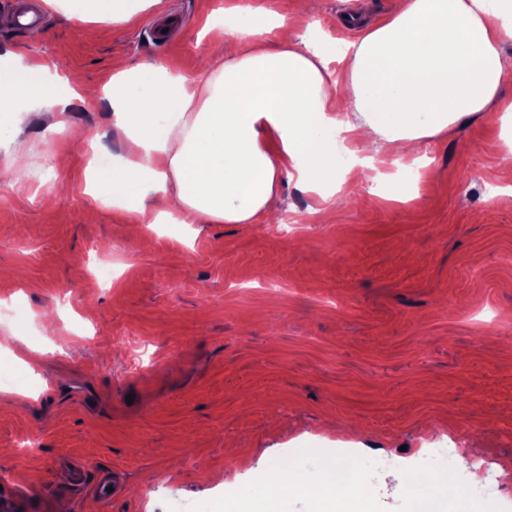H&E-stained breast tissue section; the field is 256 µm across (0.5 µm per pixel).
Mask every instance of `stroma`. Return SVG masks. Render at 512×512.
Returning <instances> with one entry per match:
<instances>
[{
  "mask_svg": "<svg viewBox=\"0 0 512 512\" xmlns=\"http://www.w3.org/2000/svg\"><path fill=\"white\" fill-rule=\"evenodd\" d=\"M0 0V55L54 62L92 97L71 122L97 126L119 152L103 88L116 66L203 65L218 8L267 7L298 35L362 38L346 19L386 20L396 0H161L108 37L50 9L42 41L11 28ZM175 24L163 47L147 22ZM500 113L467 117L425 145L415 198L389 202L371 179L346 183L358 206L333 222L284 182L278 224H198L189 233L138 223L86 190L88 152L65 134L33 139L24 157L0 146V498L20 512H168L233 492L308 446L393 465L374 484L401 501L397 472L415 454L458 441L464 479L496 483L512 512V197L492 151ZM59 152L54 207L13 190L12 167L38 170ZM85 468L72 485L73 464ZM236 484H227L228 473ZM119 495L99 501L100 478Z\"/></svg>",
  "mask_w": 512,
  "mask_h": 512,
  "instance_id": "35a3bbf8",
  "label": "stroma"
}]
</instances>
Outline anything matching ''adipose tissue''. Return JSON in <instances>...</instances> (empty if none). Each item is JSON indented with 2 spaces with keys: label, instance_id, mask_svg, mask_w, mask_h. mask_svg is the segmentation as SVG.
Segmentation results:
<instances>
[{
  "label": "adipose tissue",
  "instance_id": "adipose-tissue-1",
  "mask_svg": "<svg viewBox=\"0 0 512 512\" xmlns=\"http://www.w3.org/2000/svg\"><path fill=\"white\" fill-rule=\"evenodd\" d=\"M69 17L127 21L140 0H55ZM202 79L160 64L117 70L107 97L120 153L95 127L70 123L80 97L46 61L0 63V130L16 152L67 131L87 146L89 186L146 224H255L284 181L325 219L349 178L384 157L419 167L423 144L463 118L512 112V0H399L356 42L299 36L288 17L231 8L210 17ZM344 64L330 71L333 61Z\"/></svg>",
  "mask_w": 512,
  "mask_h": 512
}]
</instances>
